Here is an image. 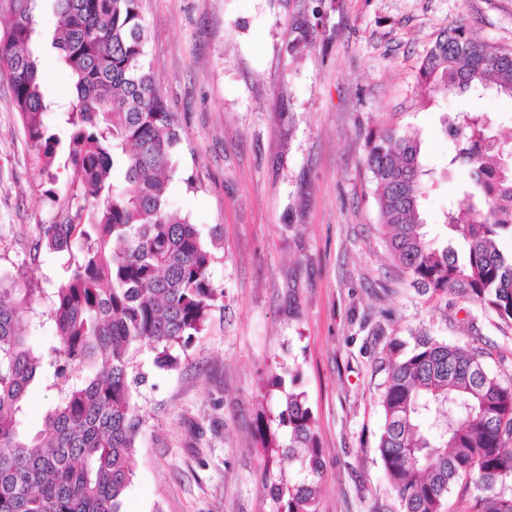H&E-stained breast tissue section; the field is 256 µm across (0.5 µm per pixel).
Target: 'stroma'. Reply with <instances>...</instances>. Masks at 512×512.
Masks as SVG:
<instances>
[{
  "mask_svg": "<svg viewBox=\"0 0 512 512\" xmlns=\"http://www.w3.org/2000/svg\"><path fill=\"white\" fill-rule=\"evenodd\" d=\"M142 15L146 61L182 128L169 203L214 240L210 278L224 296L177 368L138 356L142 425L122 512H271L259 425L279 408L270 380L291 365L323 448L319 512H399L376 451L391 341L428 334L465 346L477 336L492 352L488 370L510 376L512 325L420 293L395 268L365 139L418 136L434 171L427 229L445 235L442 214L468 173L449 166L442 121L488 111L507 139L512 100L424 97L421 59L459 25L512 50V0H142ZM304 23L310 35L289 53ZM68 176L41 173L0 80V275L33 270L41 291L25 322L43 353L56 344L50 311L64 272L34 246ZM57 397L52 380L31 384L25 433L44 430Z\"/></svg>",
  "mask_w": 512,
  "mask_h": 512,
  "instance_id": "stroma-1",
  "label": "stroma"
}]
</instances>
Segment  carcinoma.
Segmentation results:
<instances>
[{
  "label": "carcinoma",
  "instance_id": "cac0c4a2",
  "mask_svg": "<svg viewBox=\"0 0 512 512\" xmlns=\"http://www.w3.org/2000/svg\"><path fill=\"white\" fill-rule=\"evenodd\" d=\"M38 0H0V77L42 169L59 153L71 204L42 225L36 250L67 257L51 318L48 359L29 342L23 313L40 291L21 269L0 279V512H121L135 470L141 421L137 358L173 369L223 293L211 247L169 208L167 186L182 129L145 63L141 0H49L51 47L74 79L66 139L44 121ZM428 94L494 89L512 98V52L494 51L461 27L441 32L424 56ZM486 112H464L447 134L449 164L464 166V200L444 214L448 234L422 231L424 178L418 137L371 131L363 164L396 266L424 292L453 294L512 324V169L496 155ZM479 345L417 336L389 361L377 450L400 512H442L453 486L476 489L460 512H512V377L490 373ZM52 375L58 401L33 436L19 430L30 384ZM281 392L277 429L263 432L271 512H319L323 450L305 392Z\"/></svg>",
  "mask_w": 512,
  "mask_h": 512
}]
</instances>
